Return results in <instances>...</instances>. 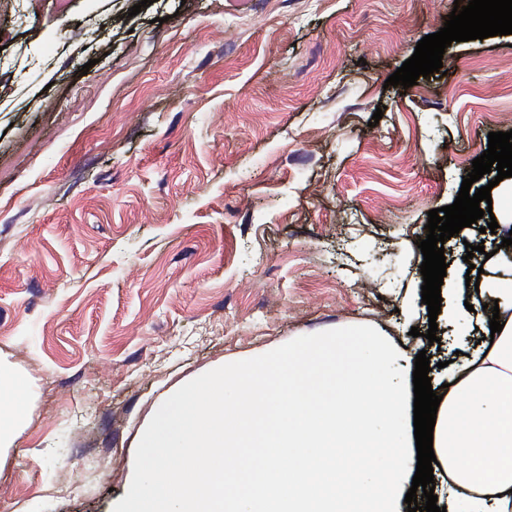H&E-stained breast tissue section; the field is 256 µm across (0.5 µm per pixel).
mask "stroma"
I'll list each match as a JSON object with an SVG mask.
<instances>
[{
	"instance_id": "stroma-1",
	"label": "stroma",
	"mask_w": 512,
	"mask_h": 512,
	"mask_svg": "<svg viewBox=\"0 0 512 512\" xmlns=\"http://www.w3.org/2000/svg\"><path fill=\"white\" fill-rule=\"evenodd\" d=\"M453 8L0 6V357L28 399L0 512H112L164 402L215 369L368 326L422 350L409 331L427 307L404 306L421 295L428 212L454 203L489 133L512 130L490 118L512 113V34L452 43L442 72L386 84ZM486 224L444 244L454 304L468 267L494 270L462 259ZM489 318L478 303L453 322L451 351Z\"/></svg>"
}]
</instances>
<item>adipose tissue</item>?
<instances>
[{"label": "adipose tissue", "mask_w": 512, "mask_h": 512, "mask_svg": "<svg viewBox=\"0 0 512 512\" xmlns=\"http://www.w3.org/2000/svg\"><path fill=\"white\" fill-rule=\"evenodd\" d=\"M501 333L454 362L433 431L448 512H512V278L479 283ZM415 359L338 330L195 380L156 416L113 512H404L416 472ZM27 399L0 359V447Z\"/></svg>", "instance_id": "1"}]
</instances>
